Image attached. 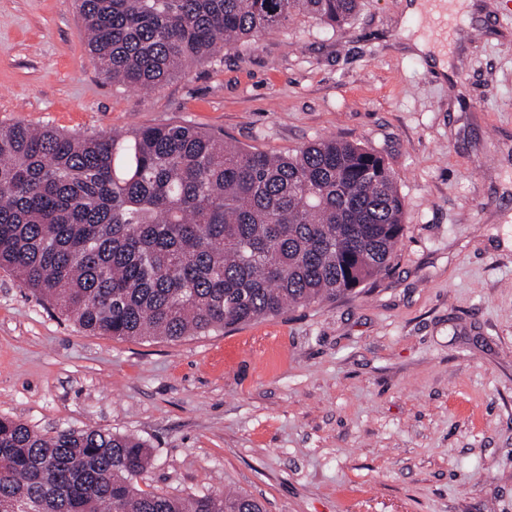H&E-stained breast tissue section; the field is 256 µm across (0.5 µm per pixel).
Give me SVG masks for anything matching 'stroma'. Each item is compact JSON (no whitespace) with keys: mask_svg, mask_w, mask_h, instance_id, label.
I'll use <instances>...</instances> for the list:
<instances>
[{"mask_svg":"<svg viewBox=\"0 0 512 512\" xmlns=\"http://www.w3.org/2000/svg\"><path fill=\"white\" fill-rule=\"evenodd\" d=\"M408 0L308 17L145 93L112 86L74 0H0V125L180 122L283 154L357 141L405 234L357 294L177 341L94 335L0 267V416L143 440L146 492L265 512H512V0L451 14L450 75Z\"/></svg>","mask_w":512,"mask_h":512,"instance_id":"stroma-1","label":"stroma"}]
</instances>
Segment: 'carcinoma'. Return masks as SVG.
I'll return each mask as SVG.
<instances>
[{
    "label": "carcinoma",
    "mask_w": 512,
    "mask_h": 512,
    "mask_svg": "<svg viewBox=\"0 0 512 512\" xmlns=\"http://www.w3.org/2000/svg\"><path fill=\"white\" fill-rule=\"evenodd\" d=\"M114 86H162L298 15L364 0H76ZM395 171L329 138L272 155L176 122L80 134L0 126V266L93 334L206 335L351 293L404 235ZM151 449L101 427L0 417V512H263L241 492H144Z\"/></svg>",
    "instance_id": "cac0c4a2"
}]
</instances>
